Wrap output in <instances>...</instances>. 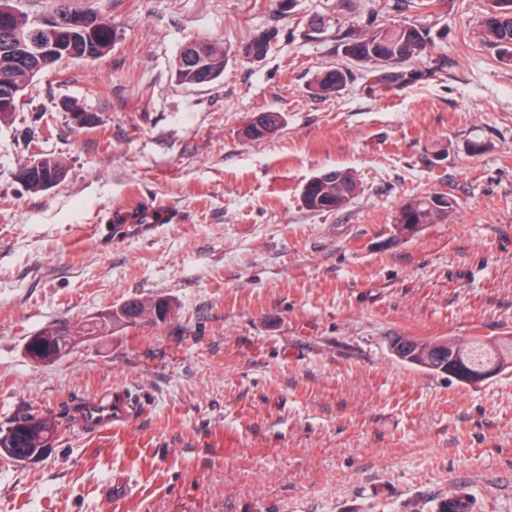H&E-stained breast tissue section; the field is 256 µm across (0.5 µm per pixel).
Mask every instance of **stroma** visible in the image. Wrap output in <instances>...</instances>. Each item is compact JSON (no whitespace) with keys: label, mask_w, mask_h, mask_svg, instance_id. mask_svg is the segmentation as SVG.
Listing matches in <instances>:
<instances>
[{"label":"stroma","mask_w":512,"mask_h":512,"mask_svg":"<svg viewBox=\"0 0 512 512\" xmlns=\"http://www.w3.org/2000/svg\"><path fill=\"white\" fill-rule=\"evenodd\" d=\"M68 5L111 22V51L55 63L0 124V428L58 423L34 458L0 456V512H436L453 492L512 512V369L466 385L390 351L512 336V62L479 34L491 0ZM403 22L428 35L409 80L357 65L316 94L341 39ZM265 29L266 57H242ZM191 41L224 44L220 79L177 82ZM260 112L282 128L246 139ZM45 154L67 175L26 192L17 173ZM336 167L354 197L310 211L304 184ZM434 193L448 212L400 235V205ZM141 210L144 230L114 231ZM133 297L169 319L28 357L34 332ZM108 390L132 413L76 432V401ZM351 77L352 73L348 69L336 68L327 71L322 76L316 78V94L333 95L341 90Z\"/></svg>","instance_id":"1"}]
</instances>
